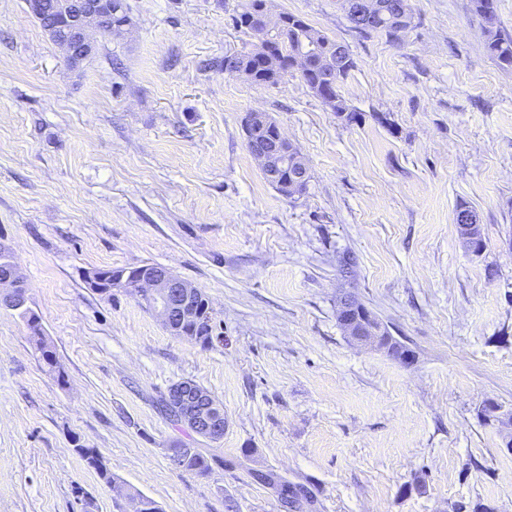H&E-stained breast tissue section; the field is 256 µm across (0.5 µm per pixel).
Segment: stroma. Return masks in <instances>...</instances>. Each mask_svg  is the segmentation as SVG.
<instances>
[{"instance_id":"1","label":"stroma","mask_w":512,"mask_h":512,"mask_svg":"<svg viewBox=\"0 0 512 512\" xmlns=\"http://www.w3.org/2000/svg\"><path fill=\"white\" fill-rule=\"evenodd\" d=\"M126 2L129 33L72 69L24 0H0V245L65 376L0 308V512H126L133 491L162 512H225L229 498L279 512L251 468L313 483L314 512H512V421L479 416L488 400L512 411V69L488 56L471 0H412L395 43L353 33L336 0H274L348 45L352 125L298 76L257 86L201 69L244 47L230 17L246 0ZM253 110L299 146L303 194L274 189L248 151ZM461 204L480 254L459 238ZM144 264L203 290L211 344L84 279ZM346 293L412 364L348 340ZM181 379L222 403V442L161 412ZM176 443L213 458L210 473L174 468Z\"/></svg>"}]
</instances>
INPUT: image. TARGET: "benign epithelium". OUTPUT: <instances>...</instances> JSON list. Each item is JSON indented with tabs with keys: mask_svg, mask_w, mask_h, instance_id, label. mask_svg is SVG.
<instances>
[{
	"mask_svg": "<svg viewBox=\"0 0 512 512\" xmlns=\"http://www.w3.org/2000/svg\"><path fill=\"white\" fill-rule=\"evenodd\" d=\"M107 0H76L73 12L61 25L62 37L57 45L63 50L65 61L71 67L83 63L95 47L96 36H115L127 23H115L107 12ZM287 16L277 13L270 5L259 8L242 26L250 39V48L244 51H266L275 56L270 33L284 27ZM324 71L336 68L332 54L302 53L294 56L293 69L297 73L309 72L311 63ZM224 71L246 78L255 85H264L250 71L236 63V57H224ZM246 144L267 177L288 192L298 195L309 182L310 170L303 154L296 153L295 144L284 134L273 117L262 111H251L244 117ZM0 263L5 272L0 273V307L13 311L27 309L23 274L10 253L0 248ZM112 287L134 288L145 308L154 312L166 330L173 336L197 335L198 309L196 301L206 298L204 292L176 274L168 267L145 264L112 272ZM353 304L340 306L341 325L347 338L360 345L380 348V329L373 327L363 332L357 328L359 317L354 315ZM165 400L179 419L180 424L191 429L198 437L212 443L224 439V407L206 388L191 379L173 383L165 393Z\"/></svg>",
	"mask_w": 512,
	"mask_h": 512,
	"instance_id": "benign-epithelium-1",
	"label": "benign epithelium"
}]
</instances>
